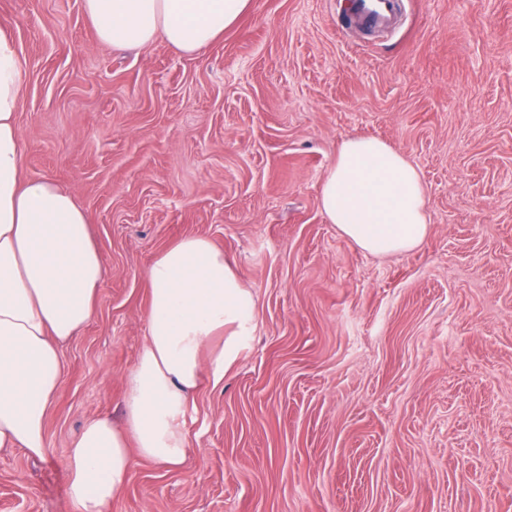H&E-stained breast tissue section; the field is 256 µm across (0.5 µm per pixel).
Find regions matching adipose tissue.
<instances>
[{
  "label": "adipose tissue",
  "instance_id": "1",
  "mask_svg": "<svg viewBox=\"0 0 512 512\" xmlns=\"http://www.w3.org/2000/svg\"><path fill=\"white\" fill-rule=\"evenodd\" d=\"M250 0H82L101 43L164 42L194 55L222 37ZM23 63L0 28V450L48 454L45 425L64 366L59 345L91 321L105 266L87 215L54 180L24 177L16 113ZM330 223L357 247L392 255L428 234L422 178L374 138L344 141L320 191ZM146 332L124 373L122 419L93 417L67 458L73 512H112L140 461L186 457L185 417L203 380L221 383L254 330L256 300L204 237L165 247L146 267Z\"/></svg>",
  "mask_w": 512,
  "mask_h": 512
}]
</instances>
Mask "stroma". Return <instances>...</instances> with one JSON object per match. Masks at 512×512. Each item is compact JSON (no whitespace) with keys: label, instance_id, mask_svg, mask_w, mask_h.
Instances as JSON below:
<instances>
[{"label":"stroma","instance_id":"stroma-1","mask_svg":"<svg viewBox=\"0 0 512 512\" xmlns=\"http://www.w3.org/2000/svg\"><path fill=\"white\" fill-rule=\"evenodd\" d=\"M343 9L251 0L185 55L101 44L82 0H0L22 173L74 193L106 268L48 456L0 451V512H72L71 443L121 419L143 272L187 236L233 262L255 331L199 388L184 464L139 462L112 512H512V0H410L372 43ZM354 137L420 172V247L371 255L322 211Z\"/></svg>","mask_w":512,"mask_h":512}]
</instances>
